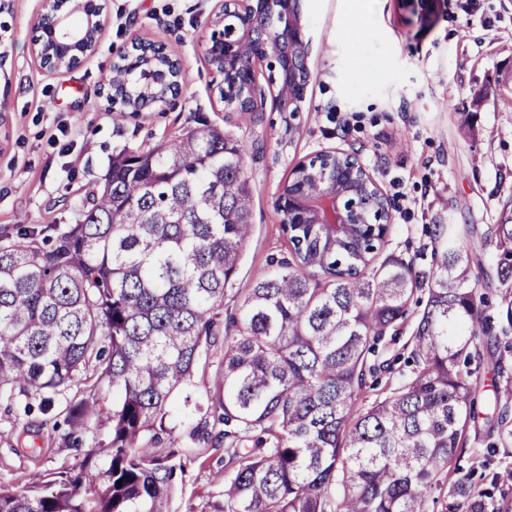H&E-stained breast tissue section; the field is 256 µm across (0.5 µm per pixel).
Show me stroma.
<instances>
[{
    "label": "stroma",
    "mask_w": 512,
    "mask_h": 512,
    "mask_svg": "<svg viewBox=\"0 0 512 512\" xmlns=\"http://www.w3.org/2000/svg\"><path fill=\"white\" fill-rule=\"evenodd\" d=\"M95 48L74 68L50 72L31 48L45 0H11L0 21L9 26L0 68V237L17 225L59 228L77 223L113 155L149 149L208 124L242 141L243 170L253 194V236L236 288L246 290L290 258L276 200L295 166L318 152L353 153L393 203L385 252L431 271L434 224H474L479 231L512 214V0H372L364 15L349 0H302L307 64L312 78L300 128L288 115L264 109L229 112L207 61L216 0H98ZM363 38H355L356 29ZM164 44L180 59V93L155 112L114 120L103 94L113 64L132 37ZM473 272L491 314L504 316L496 278L494 238L477 249ZM224 325L216 323L184 394L176 395L161 445L178 451L185 472L172 512H213L223 502L224 443L208 394L223 366ZM476 409L479 438L460 458V475L488 504L512 505V433L496 424L494 390L512 388V329L499 335L480 362ZM56 396L55 422L41 410L15 415L0 402V485L28 489L62 472H77L104 420L87 423L81 444L62 445L69 429ZM204 422L210 437L194 440Z\"/></svg>",
    "instance_id": "obj_1"
}]
</instances>
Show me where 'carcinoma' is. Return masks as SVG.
Segmentation results:
<instances>
[{"mask_svg": "<svg viewBox=\"0 0 512 512\" xmlns=\"http://www.w3.org/2000/svg\"><path fill=\"white\" fill-rule=\"evenodd\" d=\"M161 67L135 63L112 92L153 111ZM244 146L208 125L114 156L77 224L18 225L0 243V398L52 397L74 429L105 416L106 440L74 475L16 491L0 512H170L184 466L156 447L233 290L252 234ZM361 234L281 224L294 261L256 281L224 326L212 399L223 410L224 504L215 512H488L460 478L475 426L470 369L507 326L473 282L477 225L436 224L435 270L380 257L388 225L371 208ZM498 280L512 288V215L494 225ZM423 291L409 376L358 404L387 332ZM112 408L104 411L106 390ZM122 485H117V482Z\"/></svg>", "mask_w": 512, "mask_h": 512, "instance_id": "obj_1", "label": "carcinoma"}]
</instances>
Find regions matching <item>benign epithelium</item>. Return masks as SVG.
<instances>
[{"label":"benign epithelium","instance_id":"7a95c632","mask_svg":"<svg viewBox=\"0 0 512 512\" xmlns=\"http://www.w3.org/2000/svg\"><path fill=\"white\" fill-rule=\"evenodd\" d=\"M299 4L301 0H224L217 16L224 32H214L207 48L208 58L220 60L226 86L250 85L258 63L276 72L278 86L287 87L288 94L275 96V111L288 113L290 136L299 128L296 120L311 80ZM77 12L86 15L89 30L99 27L95 0H46L38 25L61 32ZM32 50L46 70L63 69L49 61L53 52L48 43L34 39ZM319 155L336 160V168L322 171L306 160L299 162V176L288 194L292 223L323 224L345 236L361 224L360 206L373 200L380 203L378 223H390L389 197L356 156L340 150Z\"/></svg>","mask_w":512,"mask_h":512}]
</instances>
